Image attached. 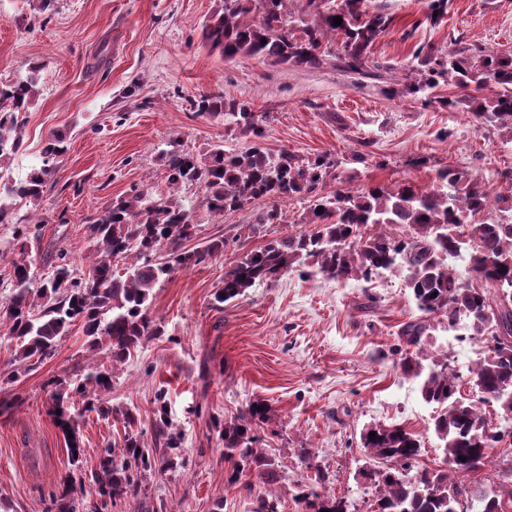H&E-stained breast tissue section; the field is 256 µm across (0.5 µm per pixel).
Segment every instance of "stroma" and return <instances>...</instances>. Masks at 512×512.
Masks as SVG:
<instances>
[{"mask_svg": "<svg viewBox=\"0 0 512 512\" xmlns=\"http://www.w3.org/2000/svg\"><path fill=\"white\" fill-rule=\"evenodd\" d=\"M376 2L392 22L374 43L364 77L331 63L313 69L224 59L202 44V26L222 0H55L41 23L26 0H0V81L39 69L40 94L22 116L13 176L40 164L50 136L61 134L67 145L39 204L20 206L21 214L41 216L38 237L19 250L11 225L0 224V303L12 294L13 260L30 261L39 281L62 250L85 274L95 248L88 226L113 199L141 189L168 195L160 154L172 137L197 153L219 141L247 147L223 122L190 109L189 99L206 93L252 102L264 115L263 147L329 153L353 185L426 188L449 166L471 173L494 199L512 198V143L497 129L463 111L385 94L419 47L512 51V0H451L436 25L426 19L428 0ZM181 195L197 242L220 237L225 248L157 284L150 313L163 322L164 336L115 365L112 388L101 395L105 404L131 409L137 429L148 432L154 398L164 393L171 428L183 437L184 466L147 477V506L213 512L220 501L223 512H253L265 489L256 482L248 491L228 490L229 466L212 420L237 415L256 399L275 411L260 432L262 446L288 474L277 489L279 512H309L294 498L297 479L307 475L305 449L328 469V490L365 512L373 488L362 475L360 436L371 426H405L421 441V463L440 465L434 409L400 367L398 332L421 316L403 277L337 281L292 270L214 307L225 272L243 253L301 232L309 203L283 202L289 225L261 226L269 202L214 214L198 188ZM253 223L257 232L246 234ZM15 344L0 332V399L10 404L0 412V512H50L65 476L78 482L97 471L102 449L124 434L122 422L76 411L81 455L70 464L68 440L49 414L50 382L74 377L89 359H112L107 347L89 349L76 326L52 357L13 381Z\"/></svg>", "mask_w": 512, "mask_h": 512, "instance_id": "35a3bbf8", "label": "stroma"}]
</instances>
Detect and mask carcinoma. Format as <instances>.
Masks as SVG:
<instances>
[{"label":"carcinoma","mask_w":512,"mask_h":512,"mask_svg":"<svg viewBox=\"0 0 512 512\" xmlns=\"http://www.w3.org/2000/svg\"><path fill=\"white\" fill-rule=\"evenodd\" d=\"M450 0H428L426 20L435 25L448 14ZM343 19L334 25L333 18ZM391 18L372 0H223V6L203 25V41L226 59L257 57L273 64L318 67L330 55L324 42L337 44L335 59L356 74H365L368 52L385 33ZM417 63L408 70L403 90L426 105L466 107L484 125L503 129L512 141V51L468 52L461 48L443 53L419 48ZM459 89L455 97H437L440 85ZM39 94L36 71L0 85V224L13 225L14 240L25 248L41 221L17 214V202L37 203L56 173V159L64 139L48 140L42 165L15 180L11 165L22 146L19 115ZM195 112L213 119L252 141L264 137L262 115L254 103L224 98V93L203 94L191 101ZM169 188L199 187L207 208L214 213L239 210L254 200L274 202L259 217L260 224H286L278 202L302 200L318 194L302 220L313 228L270 240L243 254L224 273V287L214 302L222 304L265 281L305 266L329 279L369 280L381 271L406 272L423 318L405 323L399 337L405 345L401 364L422 379V399L436 407L434 430L442 441L444 465L420 464L421 443L400 425L377 426L376 435L362 436V448L374 482L375 496L368 512H512V463L499 470L500 481L489 491L466 481L496 453L504 434L488 426L480 405L496 402L512 415V224H487L476 219L491 205L490 195L477 180L451 167L436 170L433 185L421 188L401 183L393 188L362 185L353 188L336 176L328 155L302 157L286 148L272 155L255 144L226 149L215 143L204 154L183 148L175 139L164 154ZM410 228L399 235L397 226ZM198 225L181 200L168 196L158 201L148 192L119 197L89 225L95 252L87 274L77 276L68 253L56 255L54 270L42 285L31 288V264L12 262V296L0 304V327L16 339L10 378L18 379L52 355L58 341L79 325L90 346L107 341L112 363L134 355L143 341L165 335L161 320L150 315L151 290L176 268H187L224 251V239L213 238L201 249H184ZM168 251L169 260L151 255ZM468 258L474 279L487 284L474 288L457 274L452 258ZM124 273L114 270L118 261ZM447 322L448 330L483 339L484 357L469 369L478 400L461 395V376L451 353L425 349L423 337L432 321ZM114 369L101 362L88 364L67 390L51 394L52 409L66 432L75 431L71 408L77 402L104 419L130 426L131 410L102 403L100 395L112 388ZM153 433L162 448H150L144 432L124 431L121 446L102 450L99 470L89 485L94 496H74L72 479L52 494L56 512H110L116 499L144 495L146 472L170 468L169 456L182 448L181 435L171 430L164 395H155ZM274 419V409L254 401L230 419H214L224 441V461L232 473V488L250 474L266 486L253 512H278L276 490L284 476L278 464L259 445L257 431ZM296 499L314 512H355L351 503L304 480L296 484Z\"/></svg>","instance_id":"1"}]
</instances>
